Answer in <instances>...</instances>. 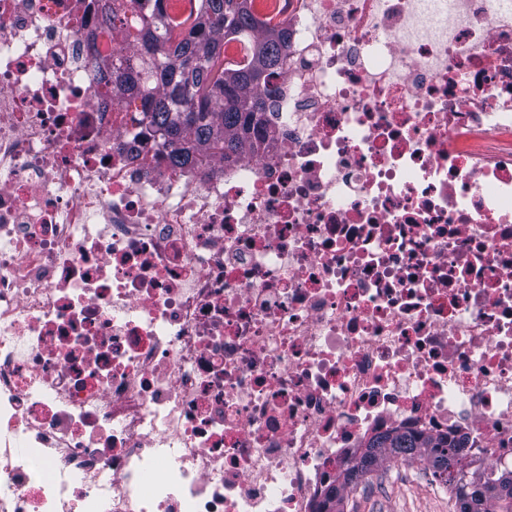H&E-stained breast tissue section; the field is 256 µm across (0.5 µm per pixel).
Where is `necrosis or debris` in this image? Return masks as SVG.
<instances>
[{
  "label": "necrosis or debris",
  "instance_id": "1",
  "mask_svg": "<svg viewBox=\"0 0 512 512\" xmlns=\"http://www.w3.org/2000/svg\"><path fill=\"white\" fill-rule=\"evenodd\" d=\"M274 4L261 140L172 168L95 0H0V512H315L391 430L512 461V0Z\"/></svg>",
  "mask_w": 512,
  "mask_h": 512
}]
</instances>
